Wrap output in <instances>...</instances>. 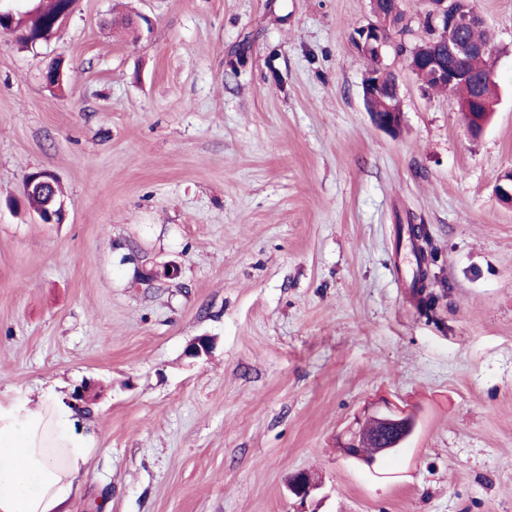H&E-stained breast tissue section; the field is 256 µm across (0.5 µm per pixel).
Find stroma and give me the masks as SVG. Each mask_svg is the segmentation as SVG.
Segmentation results:
<instances>
[{"mask_svg":"<svg viewBox=\"0 0 512 512\" xmlns=\"http://www.w3.org/2000/svg\"><path fill=\"white\" fill-rule=\"evenodd\" d=\"M474 5L476 137L391 53L402 127L373 124L370 0H76L35 48L0 30V398L92 388L74 512H512V0ZM37 170L63 223L26 204ZM385 406L417 414L408 447L345 460ZM54 183V175L48 171L33 173L24 182V196L27 198L34 194H41L42 196L49 195L48 190L54 187ZM55 185L56 190L54 193L57 197H63L61 186L58 183H55ZM55 194H50V198L43 205V208L47 209L46 211L42 212V209H39L36 212L33 210L38 215L40 221L44 224H60L64 220V201L62 199L56 200ZM49 204H52V206L47 208ZM58 218L60 219L57 220Z\"/></svg>","mask_w":512,"mask_h":512,"instance_id":"stroma-1","label":"stroma"}]
</instances>
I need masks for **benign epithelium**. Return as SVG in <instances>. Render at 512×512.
Masks as SVG:
<instances>
[{"label": "benign epithelium", "instance_id": "7a95c632", "mask_svg": "<svg viewBox=\"0 0 512 512\" xmlns=\"http://www.w3.org/2000/svg\"><path fill=\"white\" fill-rule=\"evenodd\" d=\"M468 7L456 8L453 0H439L431 4L430 20L434 28L442 32L448 44V63L434 59L423 60L409 65V70L415 72L419 67L432 71L433 78L440 84L449 87L467 79L470 76L468 63L475 57H481L489 52V46L476 44L466 37L468 29L484 26L482 17L473 6V0H467ZM73 7L60 11L52 22L50 31L39 37L29 39V46H36L39 41H46L59 30L69 19ZM378 22L362 29V40L359 41L361 56L367 61L373 81L369 91L365 92V108L370 113L373 123L385 131H396L402 124L403 113L394 110L391 101L399 99L397 82L387 80L389 68L383 64L385 48L393 45L392 34L383 15H377ZM470 121L481 126L483 102L476 98L461 107ZM54 175L48 171L31 174L24 182V196L34 194L49 196L47 203L51 207L46 211H37L40 221L44 224L62 223L65 216V204L55 195L48 194L54 187ZM499 199L512 205V170L501 174L495 185ZM370 420V433L367 440L376 445L377 454L385 456L393 453L402 443L409 440L416 429V416L410 411L390 409L386 412L374 410L367 415ZM318 482L308 473L299 472L293 475L288 483L289 492L305 499Z\"/></svg>", "mask_w": 512, "mask_h": 512}]
</instances>
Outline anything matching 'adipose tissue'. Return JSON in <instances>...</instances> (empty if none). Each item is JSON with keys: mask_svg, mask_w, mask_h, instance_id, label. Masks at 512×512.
Returning <instances> with one entry per match:
<instances>
[{"mask_svg": "<svg viewBox=\"0 0 512 512\" xmlns=\"http://www.w3.org/2000/svg\"><path fill=\"white\" fill-rule=\"evenodd\" d=\"M93 437L54 387L0 399V512H71Z\"/></svg>", "mask_w": 512, "mask_h": 512, "instance_id": "ef3b65f1", "label": "adipose tissue"}]
</instances>
